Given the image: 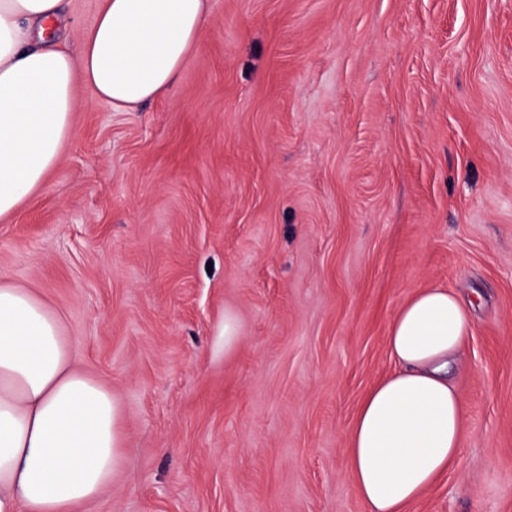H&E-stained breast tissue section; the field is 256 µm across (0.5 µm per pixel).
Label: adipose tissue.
Wrapping results in <instances>:
<instances>
[{"instance_id":"obj_1","label":"adipose tissue","mask_w":512,"mask_h":512,"mask_svg":"<svg viewBox=\"0 0 512 512\" xmlns=\"http://www.w3.org/2000/svg\"><path fill=\"white\" fill-rule=\"evenodd\" d=\"M63 11V0H0V218L55 168L75 82L120 112L167 94L210 0H101L74 52L53 33ZM470 333L467 310L440 286L418 291L391 321L397 369L364 395L346 449L367 512H405L457 462L463 402L448 365ZM78 357L60 314L34 290L0 283V512H79L120 470V408Z\"/></svg>"}]
</instances>
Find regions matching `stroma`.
<instances>
[{"label":"stroma","instance_id":"35a3bbf8","mask_svg":"<svg viewBox=\"0 0 512 512\" xmlns=\"http://www.w3.org/2000/svg\"><path fill=\"white\" fill-rule=\"evenodd\" d=\"M99 5L65 0L69 49ZM75 96L0 219V282L121 406V473L83 512H366L348 432L433 286L471 315L461 451L407 512H512V0H211L169 94Z\"/></svg>","mask_w":512,"mask_h":512}]
</instances>
